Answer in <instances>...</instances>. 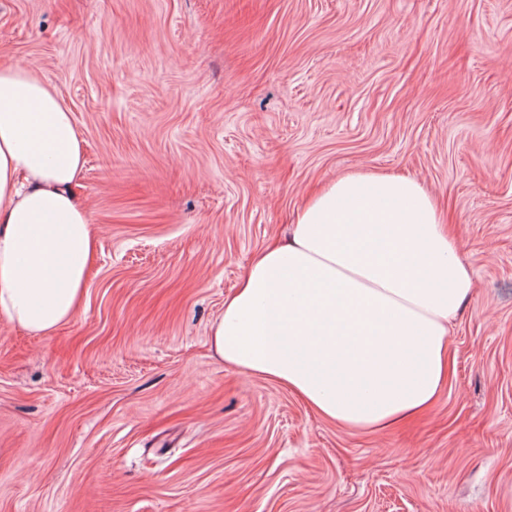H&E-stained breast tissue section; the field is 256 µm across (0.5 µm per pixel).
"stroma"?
I'll return each instance as SVG.
<instances>
[{"instance_id":"1","label":"stroma","mask_w":512,"mask_h":512,"mask_svg":"<svg viewBox=\"0 0 512 512\" xmlns=\"http://www.w3.org/2000/svg\"><path fill=\"white\" fill-rule=\"evenodd\" d=\"M18 62L73 114L97 248L54 334L0 318V512H512V0H0ZM359 169L422 182L474 279L444 391L379 432L209 336Z\"/></svg>"}]
</instances>
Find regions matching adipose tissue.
Listing matches in <instances>:
<instances>
[{"label":"adipose tissue","instance_id":"obj_1","mask_svg":"<svg viewBox=\"0 0 512 512\" xmlns=\"http://www.w3.org/2000/svg\"><path fill=\"white\" fill-rule=\"evenodd\" d=\"M72 112L33 70L0 69V316L54 333L78 313L96 237L73 193ZM474 286L435 198L357 171L315 192L285 242L256 253L212 324L216 358L287 387L324 419L380 430L430 408Z\"/></svg>","mask_w":512,"mask_h":512}]
</instances>
